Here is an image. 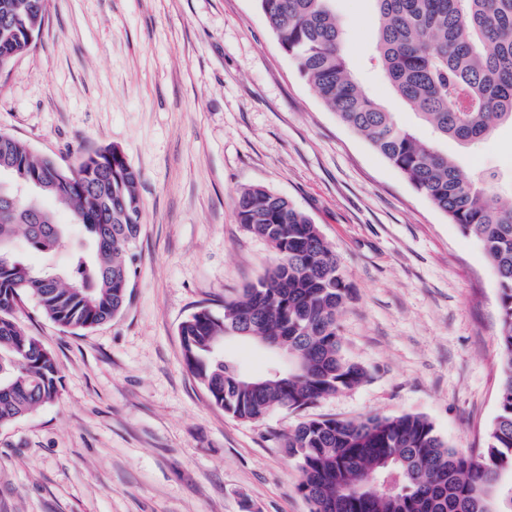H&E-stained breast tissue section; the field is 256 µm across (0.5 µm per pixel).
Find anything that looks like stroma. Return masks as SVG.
I'll return each instance as SVG.
<instances>
[{
    "label": "stroma",
    "mask_w": 512,
    "mask_h": 512,
    "mask_svg": "<svg viewBox=\"0 0 512 512\" xmlns=\"http://www.w3.org/2000/svg\"><path fill=\"white\" fill-rule=\"evenodd\" d=\"M361 82L415 118L369 62V0H329ZM0 132L65 168L115 145L141 177L130 299L67 331L22 299L59 393L0 427V512H309L281 434L307 419L426 417L482 447L498 413L495 275L481 247L343 126L301 77L257 0H50L31 51L0 74ZM443 148L467 173L512 177V126ZM260 185L305 211L353 294L344 355L366 383L243 421L187 369L180 323L257 282L274 253L236 217Z\"/></svg>",
    "instance_id": "stroma-1"
}]
</instances>
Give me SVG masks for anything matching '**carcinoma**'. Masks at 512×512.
Returning <instances> with one entry per match:
<instances>
[{"instance_id":"obj_1","label":"carcinoma","mask_w":512,"mask_h":512,"mask_svg":"<svg viewBox=\"0 0 512 512\" xmlns=\"http://www.w3.org/2000/svg\"><path fill=\"white\" fill-rule=\"evenodd\" d=\"M269 29L300 75L338 120L363 137L417 193L476 239L496 274L502 379L498 415L484 447L448 444L422 415L358 420H306L283 435L301 473L299 491L311 512H483L494 491L496 512H512V193L496 206L495 173L474 179L441 149L490 138L512 124V0H371L378 15L373 60L396 97L431 137L401 125L351 71L343 32L327 0H258ZM47 0H0V62L9 68L33 46L23 29H43ZM24 172L39 196L0 206V426L58 397L56 362L15 317L23 297L66 330H89L124 308L141 231L140 174L116 146L85 157L77 168L54 166L22 141L0 133V184ZM63 210L70 223L62 224ZM236 217L266 240L274 264L257 283L224 302L201 307L179 327L185 361L212 402L251 421L275 408L302 409L367 381L342 352L337 320L351 292L340 261L318 225L290 200L262 186L240 194ZM87 235L70 246V226ZM69 251L64 269L35 268ZM247 329L256 342L282 339L299 368L276 377L245 378L224 354V336Z\"/></svg>"}]
</instances>
